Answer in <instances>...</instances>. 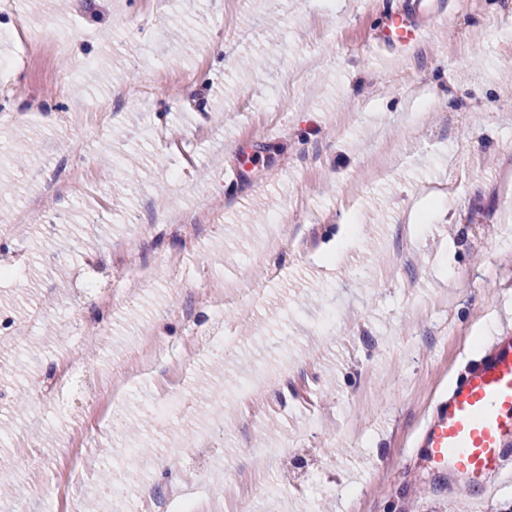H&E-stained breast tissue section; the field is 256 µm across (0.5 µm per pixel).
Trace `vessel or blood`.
Listing matches in <instances>:
<instances>
[{
    "label": "vessel or blood",
    "instance_id": "vessel-or-blood-1",
    "mask_svg": "<svg viewBox=\"0 0 512 512\" xmlns=\"http://www.w3.org/2000/svg\"><path fill=\"white\" fill-rule=\"evenodd\" d=\"M436 0H407L388 15L382 45L404 50L422 41L420 16L439 19ZM439 475L442 492L465 489L478 497L512 471V326L492 336L482 357L470 364L426 417L419 436Z\"/></svg>",
    "mask_w": 512,
    "mask_h": 512
}]
</instances>
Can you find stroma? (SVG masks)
Listing matches in <instances>:
<instances>
[{
	"label": "stroma",
	"instance_id": "stroma-1",
	"mask_svg": "<svg viewBox=\"0 0 512 512\" xmlns=\"http://www.w3.org/2000/svg\"><path fill=\"white\" fill-rule=\"evenodd\" d=\"M440 2L444 23L387 51L375 36L398 0H0V29L45 37L28 55L7 46L26 94H0V259L17 272L0 281V319L27 334L0 339V459L21 473L0 512H51L82 388L120 376L134 337L177 353L224 327L234 345L188 369L183 416L157 425L145 377L116 399L120 421L91 424L88 452L113 482L192 475L169 440L220 413L210 466L256 473L250 512H512V474L482 501L440 494L418 446L477 343L512 323V0ZM244 148L253 166L227 181ZM128 157L139 182L115 173ZM50 180L61 190L43 194ZM35 201L41 223H14ZM280 215L273 278L221 309L197 301L249 277ZM112 297L106 334L87 335ZM285 359L257 416L242 414L239 389ZM69 366L78 388L41 400ZM123 448L151 449L156 470H114Z\"/></svg>",
	"mask_w": 512,
	"mask_h": 512
}]
</instances>
